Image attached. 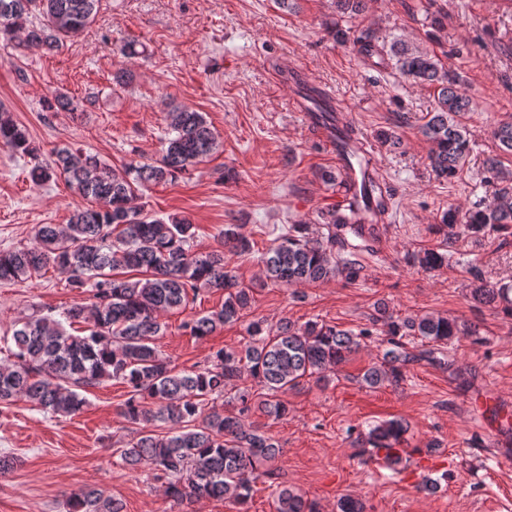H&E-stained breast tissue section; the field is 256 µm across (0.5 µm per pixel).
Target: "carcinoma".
Returning <instances> with one entry per match:
<instances>
[{
	"label": "carcinoma",
	"mask_w": 512,
	"mask_h": 512,
	"mask_svg": "<svg viewBox=\"0 0 512 512\" xmlns=\"http://www.w3.org/2000/svg\"><path fill=\"white\" fill-rule=\"evenodd\" d=\"M100 3L0 0V37L8 43L15 32L23 31L28 48L59 47L94 22ZM332 4L341 18L359 16L366 9V0ZM354 44L377 58L379 66L434 87V104L420 133L431 145L436 177H455L469 156L471 140L466 122L470 100L459 76L435 51L397 37L381 41L367 33ZM168 117L170 133L155 163L120 171L96 155L63 146L52 152L50 161L31 169L35 183L63 175L75 194L95 205L75 210L66 224L38 225L29 247L0 250V282L24 283L52 267L68 274L70 286L84 298L60 312L38 311L15 324L13 361L0 367V403L24 399L46 412L73 415L86 404L83 392L119 380L129 388L122 416L138 426L136 437L117 449L122 463L150 464L164 494L175 501L224 499L243 512L253 484L270 474L260 467L281 453L275 440L245 424V416L254 409L275 417L286 414L287 404L278 394L305 378L326 379L372 331L356 333L313 321L298 327L287 320L269 328L257 320L249 323L250 341L242 349H220L206 367L177 370L155 346V337L165 328L161 318L186 308L204 289L222 290L219 309L183 323L190 335L208 336L239 321L256 288L270 282L293 286L339 275L355 279L360 269L341 256L347 245L339 230H352L357 223L328 210L322 214L327 234L321 237L312 236L307 224L288 226L261 257L262 277L250 286L240 284L224 265V250L250 251L241 225L224 230L221 248L197 254L192 251L194 225L189 220L151 215L134 205L139 191L177 180L218 147V135L203 113L173 106ZM493 138L502 153L512 155V121L499 123ZM0 143L14 153L33 154L25 131L3 107ZM456 224L476 235L512 226V187L499 188L489 206L448 208L437 230ZM417 260L426 270L446 263L434 250L424 251ZM473 276V300L512 314V286L487 283L477 271ZM378 323L392 348L363 374L364 383L375 389L402 378L409 362L402 338L418 336L437 345L473 333L470 325L433 313L395 318L384 305L372 318V324ZM75 324L85 325L83 334L68 332ZM244 373L267 393L239 385ZM227 394L236 401L237 414L215 408L203 414L208 398ZM406 431L401 421L390 420L372 426L365 443L385 451L395 465L402 460L398 446ZM273 503L275 512H316L314 503L286 486L275 489ZM67 512H122V504L87 488L69 496Z\"/></svg>",
	"instance_id": "cac0c4a2"
}]
</instances>
